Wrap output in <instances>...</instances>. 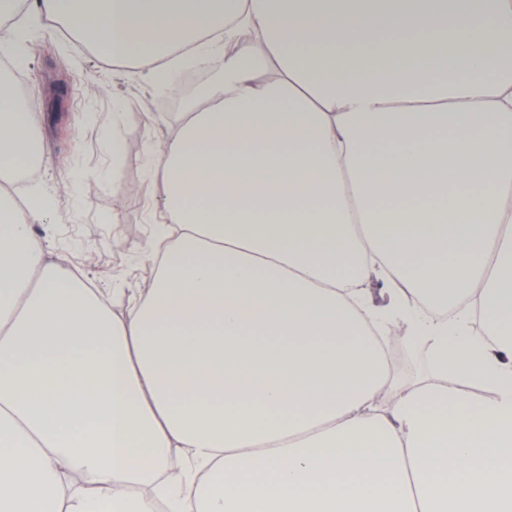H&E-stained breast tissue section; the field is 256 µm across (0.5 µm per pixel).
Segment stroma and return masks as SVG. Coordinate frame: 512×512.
<instances>
[{
  "label": "stroma",
  "mask_w": 512,
  "mask_h": 512,
  "mask_svg": "<svg viewBox=\"0 0 512 512\" xmlns=\"http://www.w3.org/2000/svg\"><path fill=\"white\" fill-rule=\"evenodd\" d=\"M17 25L35 29L20 46L12 39ZM0 56L10 61L33 109L49 117L38 183L58 194L37 233L46 237L51 253L73 258L77 275L89 287L107 295L116 288L129 295L146 291L152 263L144 244L158 232L162 194L149 147L174 117L162 106L163 96L147 69L101 60L91 45L38 22L26 8L13 24L0 27ZM56 78L64 80L67 94L53 102L43 88ZM116 112L124 115L120 130L127 144L117 162L106 149ZM116 174L122 183L117 194L112 191Z\"/></svg>",
  "instance_id": "1"
}]
</instances>
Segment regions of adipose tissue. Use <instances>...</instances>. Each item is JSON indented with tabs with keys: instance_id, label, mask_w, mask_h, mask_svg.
<instances>
[{
	"instance_id": "ef3b65f1",
	"label": "adipose tissue",
	"mask_w": 512,
	"mask_h": 512,
	"mask_svg": "<svg viewBox=\"0 0 512 512\" xmlns=\"http://www.w3.org/2000/svg\"><path fill=\"white\" fill-rule=\"evenodd\" d=\"M34 6L156 83L224 67L119 317L8 190L46 117L0 78V512H512V0ZM399 323L493 397L393 377Z\"/></svg>"
}]
</instances>
